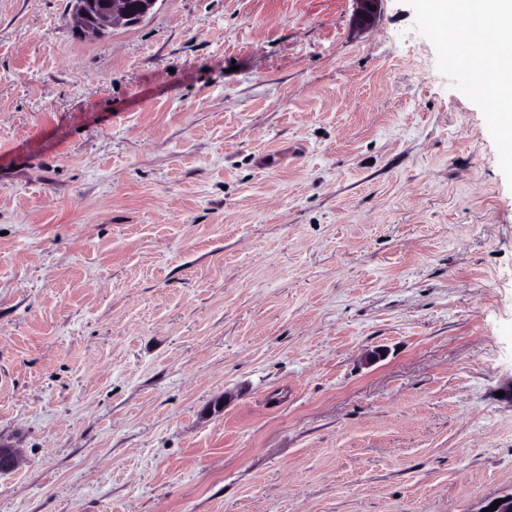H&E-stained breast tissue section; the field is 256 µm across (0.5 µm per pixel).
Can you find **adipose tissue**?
I'll return each mask as SVG.
<instances>
[{"instance_id":"adipose-tissue-1","label":"adipose tissue","mask_w":512,"mask_h":512,"mask_svg":"<svg viewBox=\"0 0 512 512\" xmlns=\"http://www.w3.org/2000/svg\"><path fill=\"white\" fill-rule=\"evenodd\" d=\"M445 47L474 72L473 92L491 101L512 162V0H427Z\"/></svg>"}]
</instances>
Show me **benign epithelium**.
<instances>
[{"mask_svg":"<svg viewBox=\"0 0 512 512\" xmlns=\"http://www.w3.org/2000/svg\"><path fill=\"white\" fill-rule=\"evenodd\" d=\"M158 0H72V16L75 26L90 37H103L118 28H129L144 22L153 14ZM380 0H356L355 24L371 26L377 12L371 7ZM19 464L17 449L0 448V472L11 471Z\"/></svg>","mask_w":512,"mask_h":512,"instance_id":"obj_1","label":"benign epithelium"}]
</instances>
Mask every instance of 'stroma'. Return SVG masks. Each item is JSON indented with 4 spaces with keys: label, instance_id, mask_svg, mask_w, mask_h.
Here are the masks:
<instances>
[{
    "label": "stroma",
    "instance_id": "35a3bbf8",
    "mask_svg": "<svg viewBox=\"0 0 512 512\" xmlns=\"http://www.w3.org/2000/svg\"><path fill=\"white\" fill-rule=\"evenodd\" d=\"M0 0V512H484L512 166L423 0ZM72 0L75 26L90 37H103L118 28L144 22L153 14L159 0Z\"/></svg>",
    "mask_w": 512,
    "mask_h": 512
}]
</instances>
